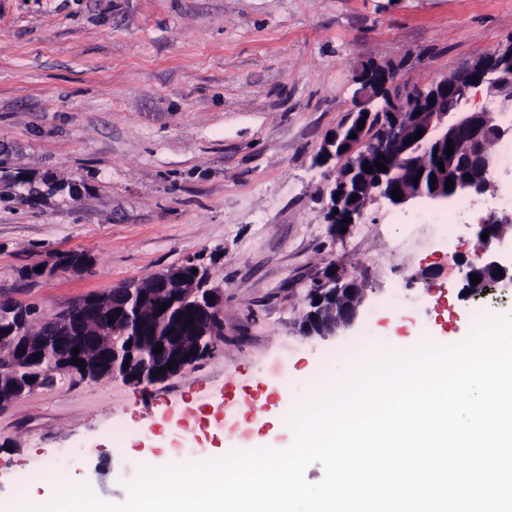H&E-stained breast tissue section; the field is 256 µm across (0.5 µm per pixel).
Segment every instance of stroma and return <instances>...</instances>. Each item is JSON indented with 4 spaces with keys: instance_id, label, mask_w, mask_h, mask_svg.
I'll use <instances>...</instances> for the list:
<instances>
[{
    "instance_id": "obj_1",
    "label": "stroma",
    "mask_w": 512,
    "mask_h": 512,
    "mask_svg": "<svg viewBox=\"0 0 512 512\" xmlns=\"http://www.w3.org/2000/svg\"><path fill=\"white\" fill-rule=\"evenodd\" d=\"M509 35L512 0H0V298L49 318L194 257L224 312L219 349L162 383L58 374L1 410L0 512L32 487L124 501L162 448L244 450V421L287 449L322 386L512 314V285L457 296L482 219L512 212L511 170L466 196L448 246L426 219L453 201L380 200L332 236L315 164L362 60L406 56L405 80L438 79ZM63 252L91 263L31 275ZM331 258L366 299L353 326L309 337L305 286Z\"/></svg>"
}]
</instances>
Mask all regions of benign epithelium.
I'll return each instance as SVG.
<instances>
[{
  "label": "benign epithelium",
  "mask_w": 512,
  "mask_h": 512,
  "mask_svg": "<svg viewBox=\"0 0 512 512\" xmlns=\"http://www.w3.org/2000/svg\"><path fill=\"white\" fill-rule=\"evenodd\" d=\"M512 52V36L500 41L486 57L476 64L469 59L448 75L430 81L409 82L403 79L410 56L398 61L379 62L367 59L361 63L353 76L357 85L353 106L348 110L345 120L330 132L332 139H324L317 152L316 165L334 166L335 176L322 188L326 200L324 213L329 215L327 223L334 229L343 228L341 221L352 218L358 224L365 215L368 206L377 200H384L391 206H401L416 198L427 199L443 204L452 201L461 194H482L488 183H474L468 179L454 180L451 190L441 183L432 192L402 194L396 200L392 192L411 181L415 170L407 166L405 158L419 153L426 142L435 139L439 149L448 144L455 145L453 154H441L443 164L450 169L457 168L460 157L466 158L462 165L465 170H479L483 176L497 166V158L485 148L488 137L497 141L512 140V124L491 123L493 116L488 112H463L461 105L467 99L471 89L482 87L489 96L498 98L504 107L512 108V64H496V59L505 51ZM415 108L427 116L422 124L420 138L405 143L400 133L402 116L405 111ZM364 126H359V121ZM356 137H350L351 133ZM375 159L383 163L387 170L379 173L378 178L359 194L356 201L347 205L342 190L344 172L356 169L365 162ZM512 225V214L498 216L490 213L485 223L480 225L477 245L473 257L466 262L467 271L462 287L458 291L460 298L464 292L474 297L488 288L504 281L512 284V256L491 249V242L501 240L505 229ZM489 232L487 238L482 233ZM89 262L83 253L67 252L54 257L52 262L43 264V271L30 269V274L52 275L60 268L77 270ZM197 270L189 279L190 287L171 289V285L186 280V270ZM503 274H497V271ZM480 277L478 284L471 283V275ZM139 294V302H148L159 309L166 304L162 313H155L148 335L143 337L150 356L144 362L124 358L120 350L125 336L133 333L135 316L130 310L134 294ZM178 295L179 304L189 312L203 311L215 316V324L201 336L193 337L190 346L182 343V337L173 335L168 327L169 304L172 295ZM365 285L356 278H345L336 270V262L331 259L325 269L311 279L305 289V308L301 317V329L306 336H330L342 328L352 326L359 317L360 308L365 301ZM96 308L125 313V321L112 331V371L104 376L91 365L79 366L73 363L78 358L87 360L85 349L91 342L89 336H76L78 328L86 314ZM27 306L11 301L0 300V355H8L7 362L0 363V379L18 378L24 381V392L28 393L58 373H66L81 381L95 383L106 377L132 382L145 388L161 383L193 367L202 357L212 353L218 341L224 336V318L221 310V289L210 285L207 270L203 269L196 258H187L179 265L148 278L135 280L112 292H96L75 306L63 310L46 320L52 334L33 337L27 332ZM162 347L155 352V347ZM78 354H73L74 348ZM176 360L172 368H167L171 360ZM162 373H157V370Z\"/></svg>",
  "instance_id": "1"
}]
</instances>
